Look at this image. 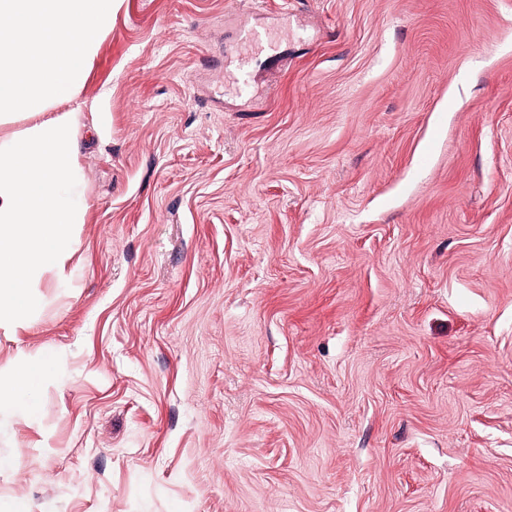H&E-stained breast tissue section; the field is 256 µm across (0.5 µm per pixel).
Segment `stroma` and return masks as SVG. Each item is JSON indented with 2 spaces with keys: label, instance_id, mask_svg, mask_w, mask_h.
Returning a JSON list of instances; mask_svg holds the SVG:
<instances>
[{
  "label": "stroma",
  "instance_id": "stroma-1",
  "mask_svg": "<svg viewBox=\"0 0 512 512\" xmlns=\"http://www.w3.org/2000/svg\"><path fill=\"white\" fill-rule=\"evenodd\" d=\"M0 512H512V0H119Z\"/></svg>",
  "mask_w": 512,
  "mask_h": 512
}]
</instances>
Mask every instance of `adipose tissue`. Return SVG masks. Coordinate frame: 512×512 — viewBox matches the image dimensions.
Returning a JSON list of instances; mask_svg holds the SVG:
<instances>
[{
  "label": "adipose tissue",
  "mask_w": 512,
  "mask_h": 512,
  "mask_svg": "<svg viewBox=\"0 0 512 512\" xmlns=\"http://www.w3.org/2000/svg\"><path fill=\"white\" fill-rule=\"evenodd\" d=\"M116 0H0V331L16 334L43 281L71 287L88 205L79 164L84 79ZM49 361L0 379V412L33 413Z\"/></svg>",
  "instance_id": "ef3b65f1"
}]
</instances>
